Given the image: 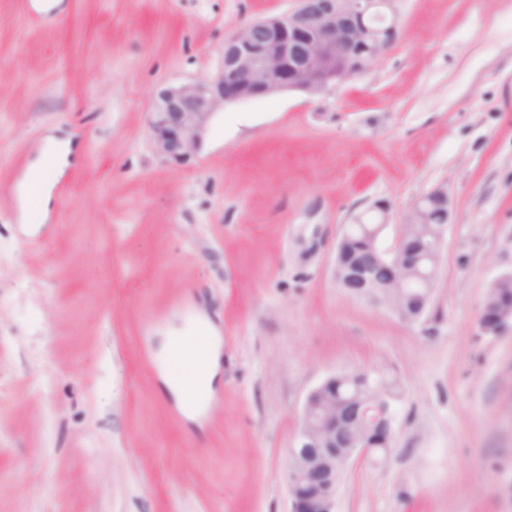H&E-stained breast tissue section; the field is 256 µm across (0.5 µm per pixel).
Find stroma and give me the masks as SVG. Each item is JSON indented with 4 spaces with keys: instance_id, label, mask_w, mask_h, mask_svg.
<instances>
[{
    "instance_id": "35a3bbf8",
    "label": "stroma",
    "mask_w": 512,
    "mask_h": 512,
    "mask_svg": "<svg viewBox=\"0 0 512 512\" xmlns=\"http://www.w3.org/2000/svg\"><path fill=\"white\" fill-rule=\"evenodd\" d=\"M34 2L0 0V512H288L308 393L373 365L401 386L394 447L335 512H512V330L478 332L512 268V0H396L366 71L226 103L184 166L151 146L158 88L297 0ZM50 134L73 159L28 224ZM436 187L454 222L409 325L340 287L336 244L382 200L392 251ZM203 318L222 362L191 418L143 358ZM47 171L44 169V158L42 155L37 156L29 165L27 175L25 177V185L40 181L42 184L41 199L42 206L46 208L51 201V189Z\"/></svg>"
}]
</instances>
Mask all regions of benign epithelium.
Segmentation results:
<instances>
[{"label":"benign epithelium","mask_w":512,"mask_h":512,"mask_svg":"<svg viewBox=\"0 0 512 512\" xmlns=\"http://www.w3.org/2000/svg\"><path fill=\"white\" fill-rule=\"evenodd\" d=\"M395 0H298L285 14L253 21L224 44L220 71L208 79L167 85L156 94L149 118L151 141L166 163L182 165L198 153L214 114L233 101L268 97L284 91L327 94L342 83L338 73L349 59L366 70L395 44L398 30ZM403 224H428L424 238L401 233L392 255L377 271L362 262L350 273L353 294L385 284L396 299L391 309L407 324L420 322L431 304V288L413 292L412 276L435 283L451 211L445 192L433 189L414 204ZM512 327V317L496 314L480 325V333L497 336ZM329 376L307 396L288 471L289 512H333L336 475L358 461H379L394 436L393 403L374 400L356 406L364 420L383 417L378 434H355L336 447V394Z\"/></svg>","instance_id":"benign-epithelium-1"}]
</instances>
